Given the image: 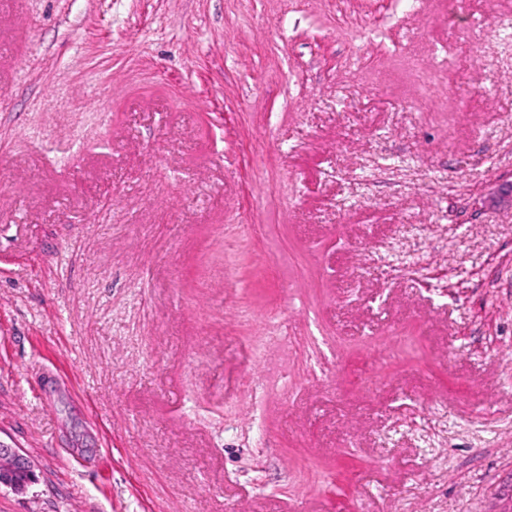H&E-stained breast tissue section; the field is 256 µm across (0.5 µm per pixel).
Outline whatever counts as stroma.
I'll return each mask as SVG.
<instances>
[{
    "mask_svg": "<svg viewBox=\"0 0 512 512\" xmlns=\"http://www.w3.org/2000/svg\"><path fill=\"white\" fill-rule=\"evenodd\" d=\"M512 0H0V512H512ZM34 480L30 462L15 448L0 441V486L25 490Z\"/></svg>",
    "mask_w": 512,
    "mask_h": 512,
    "instance_id": "1",
    "label": "stroma"
}]
</instances>
